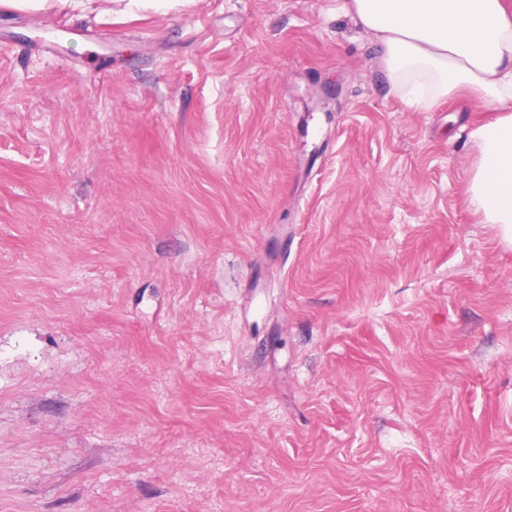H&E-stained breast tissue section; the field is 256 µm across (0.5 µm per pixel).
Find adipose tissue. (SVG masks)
Instances as JSON below:
<instances>
[{
	"mask_svg": "<svg viewBox=\"0 0 512 512\" xmlns=\"http://www.w3.org/2000/svg\"><path fill=\"white\" fill-rule=\"evenodd\" d=\"M113 0H0V10H112ZM381 47L392 93L430 111L461 93L489 117L473 126L479 157L470 200L512 242V0H342Z\"/></svg>",
	"mask_w": 512,
	"mask_h": 512,
	"instance_id": "adipose-tissue-1",
	"label": "adipose tissue"
}]
</instances>
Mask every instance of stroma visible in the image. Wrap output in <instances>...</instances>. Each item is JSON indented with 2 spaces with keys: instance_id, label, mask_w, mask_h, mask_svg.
<instances>
[{
  "instance_id": "stroma-1",
  "label": "stroma",
  "mask_w": 512,
  "mask_h": 512,
  "mask_svg": "<svg viewBox=\"0 0 512 512\" xmlns=\"http://www.w3.org/2000/svg\"><path fill=\"white\" fill-rule=\"evenodd\" d=\"M339 5L0 15V512H512L481 106Z\"/></svg>"
}]
</instances>
